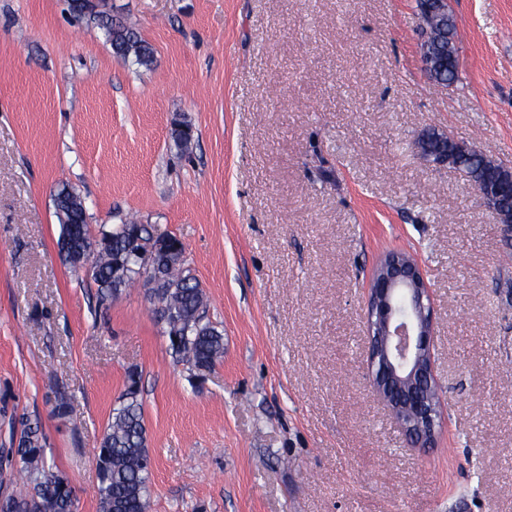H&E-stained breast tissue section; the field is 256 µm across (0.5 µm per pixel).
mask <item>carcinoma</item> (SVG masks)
<instances>
[{"label":"carcinoma","instance_id":"cac0c4a2","mask_svg":"<svg viewBox=\"0 0 512 512\" xmlns=\"http://www.w3.org/2000/svg\"><path fill=\"white\" fill-rule=\"evenodd\" d=\"M437 0H417L420 23L431 30L444 29L438 41L427 46L436 57L437 66L431 79L446 87L458 81L457 60L449 56L456 52L457 27L453 14L447 25L434 13ZM93 19L111 43L113 52L123 58L130 56L141 66L153 62L152 46L122 20L105 11L92 13ZM431 147L456 158L454 168L469 182L500 185L505 176L497 161L473 150L463 152L461 146L436 130H431ZM56 196L57 212L61 213V237L73 233L74 216L83 213L80 197L64 186ZM150 224L132 221L115 224L109 229V241L96 255L90 277L97 287L100 300L112 298L138 279L153 284V290L173 317L167 325L168 336L178 334L180 344L172 347L176 359L196 371L209 370L224 357V334L206 321L205 294L199 280L176 260L164 261L153 275L142 272L131 248L133 240L152 239ZM18 462L11 455L0 457V467L15 469L23 484L0 497V512H70V491L60 486L59 477L49 471L45 459V435L39 422L25 420L19 439ZM98 469L97 495L100 512H148L150 454L147 448L139 380L128 375V384L113 409L112 421L95 449Z\"/></svg>","mask_w":512,"mask_h":512}]
</instances>
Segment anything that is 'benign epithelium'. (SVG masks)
Returning a JSON list of instances; mask_svg holds the SVG:
<instances>
[{
    "label": "benign epithelium",
    "mask_w": 512,
    "mask_h": 512,
    "mask_svg": "<svg viewBox=\"0 0 512 512\" xmlns=\"http://www.w3.org/2000/svg\"><path fill=\"white\" fill-rule=\"evenodd\" d=\"M497 223L512 234V210L495 204L492 191L479 192ZM186 261L185 247L175 235L156 234L153 241L134 242L147 269L154 268L161 245ZM433 308L424 272L413 258L392 252L374 271L367 313V358L373 392L391 412L410 445L431 448L442 418L438 382L432 363Z\"/></svg>",
    "instance_id": "7a95c632"
}]
</instances>
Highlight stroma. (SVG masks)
Wrapping results in <instances>:
<instances>
[{
  "label": "stroma",
  "mask_w": 512,
  "mask_h": 512,
  "mask_svg": "<svg viewBox=\"0 0 512 512\" xmlns=\"http://www.w3.org/2000/svg\"><path fill=\"white\" fill-rule=\"evenodd\" d=\"M70 3L0 0V453L38 418L76 512H100L93 450L134 370L149 512H512V239L414 149L435 127L512 168V0H450L444 90L416 0H100L148 67ZM64 184L92 236L133 219L182 241L213 368L176 361L141 285L102 304L64 263ZM394 250L433 299L432 448L370 383L368 288ZM447 5L448 22L445 26L444 35L437 41H432L427 46V52L436 57L437 66L431 79L445 87H450L458 81V67L456 56H448V52L456 54L455 37L457 36V27L452 12L448 7L447 0H439ZM91 15L97 20L99 28L105 32L116 55L123 58L132 56L139 65L146 67L153 62L152 46L138 36L132 27L105 11L91 12Z\"/></svg>",
  "instance_id": "35a3bbf8"
}]
</instances>
